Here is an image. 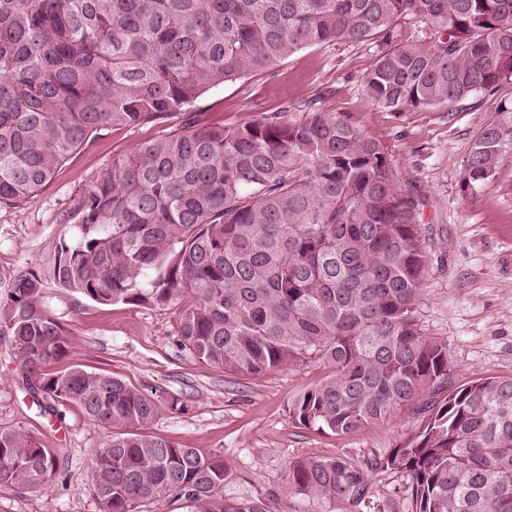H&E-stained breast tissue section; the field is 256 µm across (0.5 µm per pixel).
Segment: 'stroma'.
Here are the masks:
<instances>
[{
  "label": "stroma",
  "instance_id": "1",
  "mask_svg": "<svg viewBox=\"0 0 512 512\" xmlns=\"http://www.w3.org/2000/svg\"><path fill=\"white\" fill-rule=\"evenodd\" d=\"M376 57L374 43H336L297 52L273 74L224 83L196 104L209 123L237 124L282 107L308 103L346 119L383 146L403 181L425 197L424 219L434 248L420 296V327L448 345L450 381L512 377V153L495 177L462 192L463 164L498 99L478 94L454 108L392 112L368 101L362 79ZM175 123L110 130L73 151L54 180L29 202L0 205V281L44 262L65 232L77 190L113 157L174 131ZM45 309L70 332L66 365L120 378L158 407L154 433L223 457L226 501L263 500L269 512H411L404 472L370 475L359 506L312 501L288 491V467L306 457L381 459L418 427L415 404L395 409L380 425L349 435L294 424L288 400L328 372L320 362L292 364L259 375L230 374L194 360L178 344L174 310L100 305L45 289ZM0 427L24 429L54 449L63 477L41 491L0 487V512H99L88 490L91 458L106 433L75 405L40 408L8 336L0 334Z\"/></svg>",
  "mask_w": 512,
  "mask_h": 512
}]
</instances>
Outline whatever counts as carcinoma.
Listing matches in <instances>:
<instances>
[{"mask_svg": "<svg viewBox=\"0 0 512 512\" xmlns=\"http://www.w3.org/2000/svg\"><path fill=\"white\" fill-rule=\"evenodd\" d=\"M407 16L427 39L400 38ZM372 39L363 90L392 112L453 106L512 80V0H0V204L36 197L105 130L165 124L305 48ZM511 150L505 100L475 137L462 190L490 182ZM425 206L372 138L286 106L235 125L189 118L97 171L49 260L8 282L0 332L48 408L74 404L108 433L91 466L99 512L168 496L192 512L267 509L226 502L224 459L152 433L158 409L139 390L47 369L71 347L42 306L48 284L104 305L174 307L179 345L229 373L323 362L325 379L288 402L307 428L350 434L431 393L387 457L297 460L293 493L355 504L370 471L397 469L412 512H512V378L451 387L447 344L419 328ZM58 470L35 437L0 428V487L42 489Z\"/></svg>", "mask_w": 512, "mask_h": 512, "instance_id": "cac0c4a2", "label": "carcinoma"}]
</instances>
